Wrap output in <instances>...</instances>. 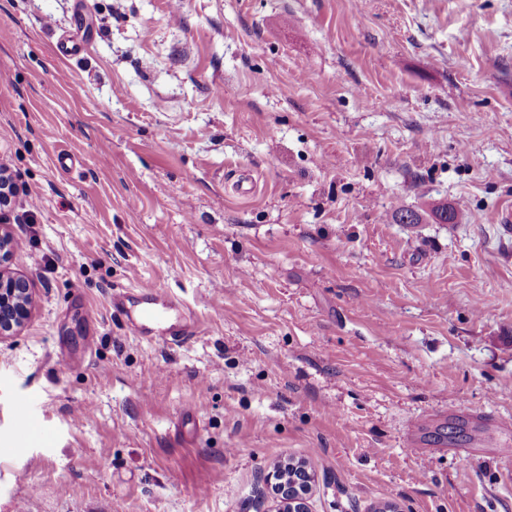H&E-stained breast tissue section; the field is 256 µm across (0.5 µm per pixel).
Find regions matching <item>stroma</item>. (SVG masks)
I'll use <instances>...</instances> for the list:
<instances>
[{"label": "stroma", "mask_w": 512, "mask_h": 512, "mask_svg": "<svg viewBox=\"0 0 512 512\" xmlns=\"http://www.w3.org/2000/svg\"><path fill=\"white\" fill-rule=\"evenodd\" d=\"M0 168V512H273L288 458L310 512H512V0H0ZM143 282L197 333L130 335ZM13 239L2 232L0 225V336L21 327L29 314L32 288L23 275L3 272L2 266L8 262L13 251Z\"/></svg>", "instance_id": "1"}]
</instances>
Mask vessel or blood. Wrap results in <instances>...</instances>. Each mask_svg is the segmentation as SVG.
Returning a JSON list of instances; mask_svg holds the SVG:
<instances>
[{
  "mask_svg": "<svg viewBox=\"0 0 512 512\" xmlns=\"http://www.w3.org/2000/svg\"><path fill=\"white\" fill-rule=\"evenodd\" d=\"M138 293L141 303L135 315L128 319L129 331L142 338L160 336L171 342L183 339L187 328L181 323L176 302L161 298L157 289L149 284L140 285Z\"/></svg>",
  "mask_w": 512,
  "mask_h": 512,
  "instance_id": "1",
  "label": "vessel or blood"
}]
</instances>
